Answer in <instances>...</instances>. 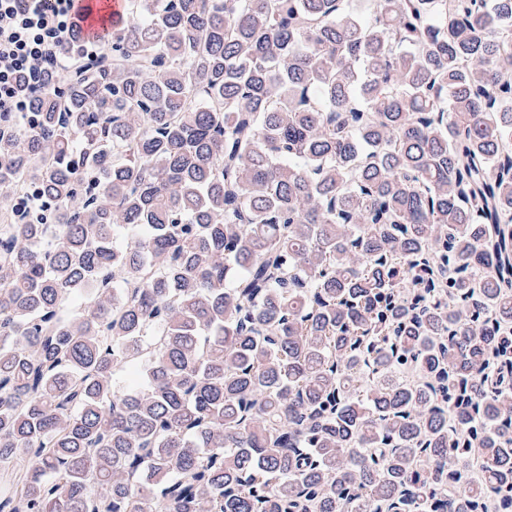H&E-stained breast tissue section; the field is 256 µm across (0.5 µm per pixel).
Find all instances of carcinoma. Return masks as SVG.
Returning a JSON list of instances; mask_svg holds the SVG:
<instances>
[{"label": "carcinoma", "mask_w": 512, "mask_h": 512, "mask_svg": "<svg viewBox=\"0 0 512 512\" xmlns=\"http://www.w3.org/2000/svg\"><path fill=\"white\" fill-rule=\"evenodd\" d=\"M0 115V512H512V0H127Z\"/></svg>", "instance_id": "cac0c4a2"}]
</instances>
